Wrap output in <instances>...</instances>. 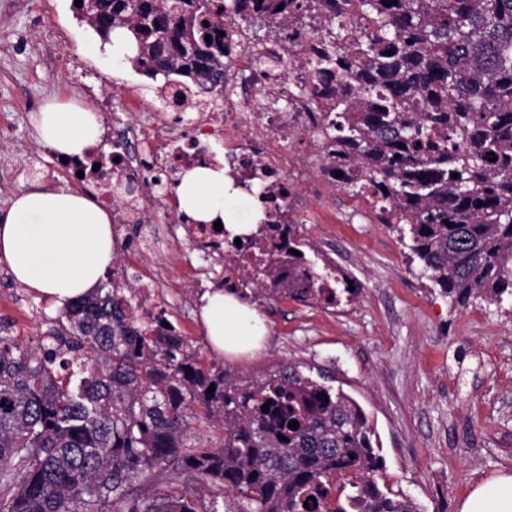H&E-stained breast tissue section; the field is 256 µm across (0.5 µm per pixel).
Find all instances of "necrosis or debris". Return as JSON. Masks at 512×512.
Segmentation results:
<instances>
[{
	"mask_svg": "<svg viewBox=\"0 0 512 512\" xmlns=\"http://www.w3.org/2000/svg\"><path fill=\"white\" fill-rule=\"evenodd\" d=\"M284 37L278 80H267L255 64L257 47L246 45L241 30L227 25L231 41L224 56L226 91L216 93L218 108L195 110L192 101L168 108L163 93L154 99L132 98L124 115L104 124L100 142L80 158L60 164L75 176L78 187L94 188L112 205V232L116 262L113 279L124 276L122 256L156 250L175 252L180 238L157 242L159 224L182 225L185 236L223 264L230 280L241 281L244 248L228 246L223 232L210 224L186 223L171 198L183 172L210 162L215 145L224 147V164L236 181L260 180L266 194L261 206L274 227L279 249L273 254L277 270H287L290 209L305 207V187L312 176L335 181L332 152L309 134L323 116L302 88L310 49L322 37L321 20L280 19ZM284 102L281 110L265 109L267 98Z\"/></svg>",
	"mask_w": 512,
	"mask_h": 512,
	"instance_id": "necrosis-or-debris-1",
	"label": "necrosis or debris"
}]
</instances>
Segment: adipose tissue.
I'll list each match as a JSON object with an SVG mask.
<instances>
[{
	"instance_id": "obj_1",
	"label": "adipose tissue",
	"mask_w": 512,
	"mask_h": 512,
	"mask_svg": "<svg viewBox=\"0 0 512 512\" xmlns=\"http://www.w3.org/2000/svg\"><path fill=\"white\" fill-rule=\"evenodd\" d=\"M31 123L53 155H82L101 134L98 114L76 103H47ZM176 194L180 210L195 222L224 224L234 236L255 231L261 218L254 197L235 187L220 165L185 172ZM0 258L19 283L65 307L90 293L112 264V212L69 185L33 178L0 213ZM201 302L205 333L217 353L260 348L268 330L256 309L221 288ZM459 512H512V474L478 483Z\"/></svg>"
}]
</instances>
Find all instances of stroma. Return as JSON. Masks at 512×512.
<instances>
[{
  "instance_id": "stroma-1",
  "label": "stroma",
  "mask_w": 512,
  "mask_h": 512,
  "mask_svg": "<svg viewBox=\"0 0 512 512\" xmlns=\"http://www.w3.org/2000/svg\"><path fill=\"white\" fill-rule=\"evenodd\" d=\"M94 31L78 19L74 0H0V210L28 182L13 146L34 153L39 168L52 156L35 137L31 117L50 100L68 102L75 86L96 107L112 95L120 113L128 97H152L158 86L124 63L81 56ZM297 239L346 276L355 291L338 305L272 298L240 289L268 327L253 357L217 354L204 334L189 284L208 264L191 244L146 268L162 292L170 320L205 365L262 379L283 364L324 378L354 399L375 428L382 482L410 499L418 512H459L480 481L512 471V299L455 306L410 261V241L361 197L328 189L303 213ZM180 277L181 287L168 285ZM60 311L17 283L0 261V327L17 342L46 338Z\"/></svg>"
}]
</instances>
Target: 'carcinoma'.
<instances>
[{
	"label": "carcinoma",
	"instance_id": "1",
	"mask_svg": "<svg viewBox=\"0 0 512 512\" xmlns=\"http://www.w3.org/2000/svg\"><path fill=\"white\" fill-rule=\"evenodd\" d=\"M317 4L327 29L306 81L336 88L318 127L336 146V181L409 233L452 303L512 297V0ZM306 8L82 0L77 12L104 39L130 33L129 61L151 79L181 77L200 96L224 83L221 26ZM262 273L272 296L335 304L307 267ZM111 284L108 272L62 309L50 358L41 340L0 336V512H416L380 488L374 429L350 396L290 365L261 380L207 369L182 336L146 335ZM168 471L213 498L150 482Z\"/></svg>",
	"mask_w": 512,
	"mask_h": 512
}]
</instances>
